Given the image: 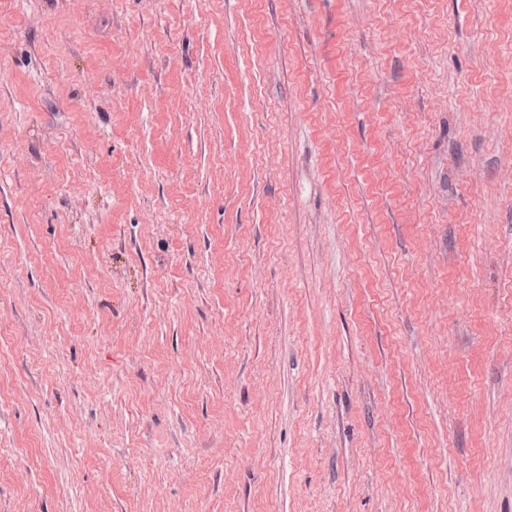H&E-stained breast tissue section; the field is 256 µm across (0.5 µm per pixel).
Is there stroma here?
<instances>
[{
    "mask_svg": "<svg viewBox=\"0 0 512 512\" xmlns=\"http://www.w3.org/2000/svg\"><path fill=\"white\" fill-rule=\"evenodd\" d=\"M0 512H512V0H0Z\"/></svg>",
    "mask_w": 512,
    "mask_h": 512,
    "instance_id": "35a3bbf8",
    "label": "stroma"
}]
</instances>
